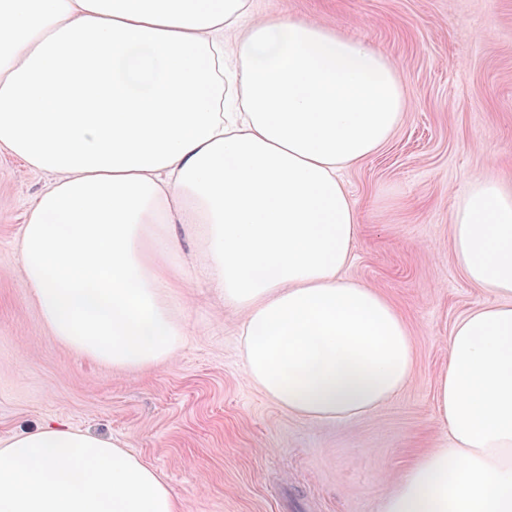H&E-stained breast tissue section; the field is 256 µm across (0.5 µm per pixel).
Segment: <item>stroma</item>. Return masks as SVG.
Wrapping results in <instances>:
<instances>
[{
    "label": "stroma",
    "instance_id": "1",
    "mask_svg": "<svg viewBox=\"0 0 512 512\" xmlns=\"http://www.w3.org/2000/svg\"><path fill=\"white\" fill-rule=\"evenodd\" d=\"M316 19L384 54L407 99L389 142L341 174L360 233L346 278L404 316L415 351L407 386L378 410L316 423L252 384L241 316L182 251L170 294L187 327L168 362L115 369L57 341L16 261L19 229L45 173L0 150V440L45 424L121 443L153 468L181 512H382V498L443 441L436 377L456 322L493 303L460 272L451 216L477 177L512 176V0H254Z\"/></svg>",
    "mask_w": 512,
    "mask_h": 512
}]
</instances>
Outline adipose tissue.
<instances>
[{"mask_svg":"<svg viewBox=\"0 0 512 512\" xmlns=\"http://www.w3.org/2000/svg\"><path fill=\"white\" fill-rule=\"evenodd\" d=\"M406 107L380 51L253 0H0V149L50 176L17 261L53 335L122 369L171 359L188 225L266 396L314 422L381 407L412 376L413 340L342 275L360 223L340 174ZM451 240L498 302L456 324L436 379L446 439L382 512H512V178L469 186ZM0 512L178 506L117 442L41 426L0 441Z\"/></svg>","mask_w":512,"mask_h":512,"instance_id":"obj_1","label":"adipose tissue"}]
</instances>
